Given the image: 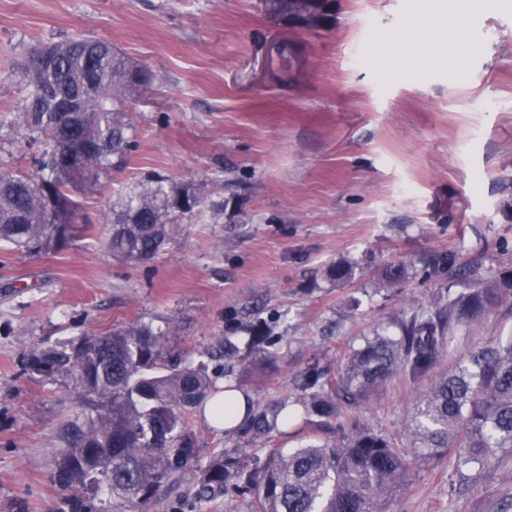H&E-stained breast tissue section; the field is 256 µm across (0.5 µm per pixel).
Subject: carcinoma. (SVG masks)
<instances>
[{
  "label": "carcinoma",
  "instance_id": "cac0c4a2",
  "mask_svg": "<svg viewBox=\"0 0 512 512\" xmlns=\"http://www.w3.org/2000/svg\"><path fill=\"white\" fill-rule=\"evenodd\" d=\"M268 2L304 20L320 17L327 0ZM50 48L54 61L45 67L35 63L39 46L28 48L22 102L0 113V126L14 128L36 150L34 172H0V246L8 252H55L93 231L79 194L108 169L124 166L137 149L126 108L151 84L144 68L106 41L79 36ZM67 139L87 146L77 163L56 151V143ZM222 209L224 203L208 201L193 182L149 175L112 197L105 245L118 261L150 259L183 225ZM457 263L448 251L422 261L419 273L424 279L445 271L451 276ZM409 269L403 262L390 264L381 279L400 283ZM354 275L348 261L326 271L332 283ZM511 300L512 273L490 284L474 280L464 291L441 294L430 306L361 337L337 368L299 372L298 402L308 416L336 421V442L313 438L287 453L272 448L257 471L233 454L216 453L202 470L197 499L247 498L250 512H387L412 469L452 450L462 467L511 455L512 336L469 351L450 371L434 372L462 327ZM235 332L220 338L216 351L184 362L171 356V328L138 320L32 352L28 371L73 375L78 398L89 407L62 451L56 483L69 491L104 488L133 509L150 502L163 483L198 459L186 415L213 391L215 352L256 368L279 358L268 320L258 317ZM397 380L418 385L404 424L405 443L345 419V409L366 405ZM290 418L287 399H249L232 431L269 443Z\"/></svg>",
  "mask_w": 512,
  "mask_h": 512
}]
</instances>
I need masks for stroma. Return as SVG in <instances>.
<instances>
[{
	"mask_svg": "<svg viewBox=\"0 0 512 512\" xmlns=\"http://www.w3.org/2000/svg\"><path fill=\"white\" fill-rule=\"evenodd\" d=\"M420 0H329L308 24L264 0H0V111L20 102L18 63L38 43L76 36L112 43L153 75L127 110L138 148L127 167L80 197L93 234L50 253L0 263V512H128L105 493L73 496L53 476L68 426L89 409L69 374H29L40 349L139 319L173 322V346L191 354L248 323L275 321L280 358L241 371L253 399H296L294 380L337 367L350 345L401 310L426 306L469 279L512 270V0H460L470 49L437 40L443 0L412 68L390 33L410 27ZM34 153L0 127V171L28 173ZM159 172L202 185L221 214L205 215L154 259L113 260L101 233L112 196ZM458 281L413 274L380 282L387 265L445 251ZM355 277L330 284L328 263ZM454 358L512 335V301L461 330ZM413 387L397 384L357 413L361 426L400 436ZM191 424L199 460L141 512H248L235 497L198 501L201 464L220 451L258 467L250 438ZM457 457L413 470L390 512H499L512 503V458L467 470Z\"/></svg>",
	"mask_w": 512,
	"mask_h": 512,
	"instance_id": "obj_1",
	"label": "stroma"
}]
</instances>
